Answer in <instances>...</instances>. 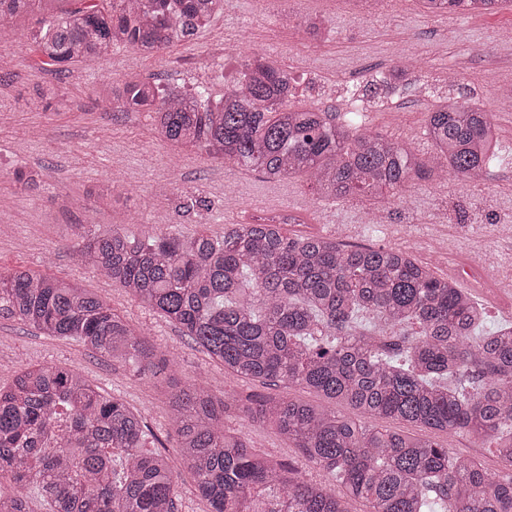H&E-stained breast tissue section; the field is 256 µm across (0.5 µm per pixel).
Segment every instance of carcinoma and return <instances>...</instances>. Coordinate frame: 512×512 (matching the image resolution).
<instances>
[{
  "instance_id": "carcinoma-1",
  "label": "carcinoma",
  "mask_w": 512,
  "mask_h": 512,
  "mask_svg": "<svg viewBox=\"0 0 512 512\" xmlns=\"http://www.w3.org/2000/svg\"><path fill=\"white\" fill-rule=\"evenodd\" d=\"M51 0H0L3 23ZM31 32L29 48L61 69L98 63L115 48L160 54L192 39L224 0H75ZM433 14L485 13L502 0H422ZM402 64L370 90H394ZM295 79L269 54L249 57L216 100L209 89L131 76L103 93L126 112H148L158 137L276 179L309 176L325 199L376 206L411 177L460 183L500 157L498 131L475 103L448 98L427 113L434 147L366 132L334 112L294 107ZM82 264L119 284L182 334L248 379L302 385L352 414L275 398L229 402L180 378L169 354L137 337L102 297L66 279L18 268L0 272V316L46 336L72 339L147 373L168 371L180 460L210 512H512V326L475 338L483 314L455 278L441 279L406 251L347 247L282 225L231 224L224 236L155 229L135 244L119 228L89 234L74 225ZM370 311L366 327L358 313ZM416 324L415 335L406 326ZM237 410L272 426L343 495L260 453L226 424ZM387 419L497 440L504 462L491 474L473 460L384 426ZM140 416L62 366L20 369L0 385V512H30L34 489L50 512H177L175 466L144 450Z\"/></svg>"
}]
</instances>
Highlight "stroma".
Masks as SVG:
<instances>
[{
    "label": "stroma",
    "mask_w": 512,
    "mask_h": 512,
    "mask_svg": "<svg viewBox=\"0 0 512 512\" xmlns=\"http://www.w3.org/2000/svg\"><path fill=\"white\" fill-rule=\"evenodd\" d=\"M285 12L320 15L326 39L311 48L298 25L281 27L278 18ZM41 18L37 12L12 22L11 39L0 42V272L26 267L96 292L137 333L176 351L182 375L201 380L214 394L229 401L251 395L326 403L296 385L225 372L204 349L187 343L178 325L81 265L69 246L73 225L117 226L133 241L145 240L159 225L174 233L220 237L234 220L224 206L225 190H232L240 204L262 206L273 195L294 193L307 204L306 219L285 225L286 233H301L307 222L313 232L329 237L339 226L360 243L412 249L415 236L435 226L452 245L478 240L474 261L499 278H512V239L495 232L497 225H512V99L499 91L501 83L512 81V0L497 12L444 17L425 13L419 0H389L375 17L357 13L348 0H224L209 26L160 55L116 48L105 61L65 71L37 64L28 49L29 34ZM269 52L296 80L295 103L340 116L349 109L352 90L402 58H417L415 77L387 98L366 104L364 127L424 151L428 112L446 97L466 99L497 124L501 162L491 177L462 188L411 180L391 199L383 226L370 229L365 203L320 199L304 175L269 180L202 152H174L156 136L148 113L120 111L118 103L99 95L101 87L135 75L156 84L204 83L218 98L239 79L247 56ZM340 73L351 77L349 87L337 86ZM49 85L66 93L67 108L56 111L40 103L36 91ZM20 165L41 170L39 187L25 189L13 181L12 170ZM29 365L65 366L88 377L143 417L147 448L177 456L168 387L161 377L140 376L128 362L0 318V384ZM229 424L252 448L287 463L298 478L323 480V473L270 427L238 413L231 414ZM392 427L431 437L452 456L480 462L488 472L503 466L489 444L467 434L431 435L401 421Z\"/></svg>",
    "instance_id": "stroma-1"
}]
</instances>
